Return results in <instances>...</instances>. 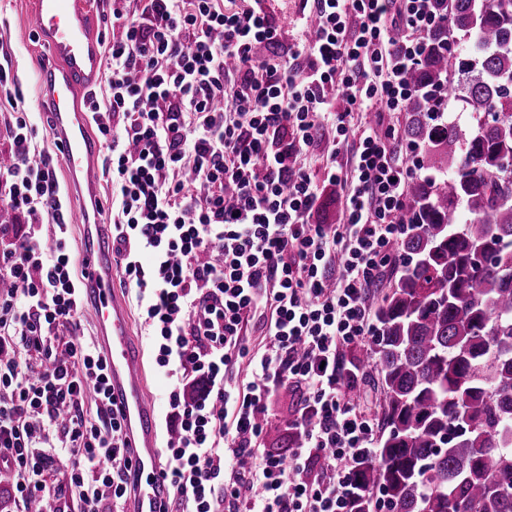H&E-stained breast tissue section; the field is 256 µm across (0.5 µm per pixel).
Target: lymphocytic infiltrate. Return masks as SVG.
I'll list each match as a JSON object with an SVG mask.
<instances>
[{
  "mask_svg": "<svg viewBox=\"0 0 512 512\" xmlns=\"http://www.w3.org/2000/svg\"><path fill=\"white\" fill-rule=\"evenodd\" d=\"M446 22L434 0H302L289 39L265 0H110L106 95L87 109L116 191V263L172 382L161 473L181 512H353L375 421L345 352L377 334L370 296L416 174L386 117L417 95L425 37ZM10 84L1 65L14 112L0 205L19 221L0 225V499L52 491L57 512H112L132 491L122 419L99 346L78 335L85 270L58 158ZM327 127L350 152L325 174L336 224L315 222L324 201L300 161ZM281 389L298 396L285 455L265 445ZM57 457L69 484L53 490Z\"/></svg>",
  "mask_w": 512,
  "mask_h": 512,
  "instance_id": "obj_1",
  "label": "lymphocytic infiltrate"
}]
</instances>
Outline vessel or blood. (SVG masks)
<instances>
[{"instance_id": "vessel-or-blood-1", "label": "vessel or blood", "mask_w": 512, "mask_h": 512, "mask_svg": "<svg viewBox=\"0 0 512 512\" xmlns=\"http://www.w3.org/2000/svg\"><path fill=\"white\" fill-rule=\"evenodd\" d=\"M36 38L42 47L38 87L48 108L59 161L71 185L97 194L98 158L102 146L91 131V119L81 105L83 94L103 80L102 44L96 36L89 0H33ZM105 210L70 214L69 223L85 227L81 257L86 278L83 295L96 313L97 340L108 365L109 398L124 416V433L135 487L127 512H159L167 487L159 476L157 416L145 396L142 355L132 339L130 314L116 295L118 269L112 244L100 234Z\"/></svg>"}]
</instances>
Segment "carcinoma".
Returning <instances> with one entry per match:
<instances>
[{
  "instance_id": "obj_1",
  "label": "carcinoma",
  "mask_w": 512,
  "mask_h": 512,
  "mask_svg": "<svg viewBox=\"0 0 512 512\" xmlns=\"http://www.w3.org/2000/svg\"><path fill=\"white\" fill-rule=\"evenodd\" d=\"M412 81L476 115L461 129L418 95L393 284L378 292L364 360L379 389V463L355 474V512H512V0H436ZM469 43L453 54L455 37Z\"/></svg>"
}]
</instances>
